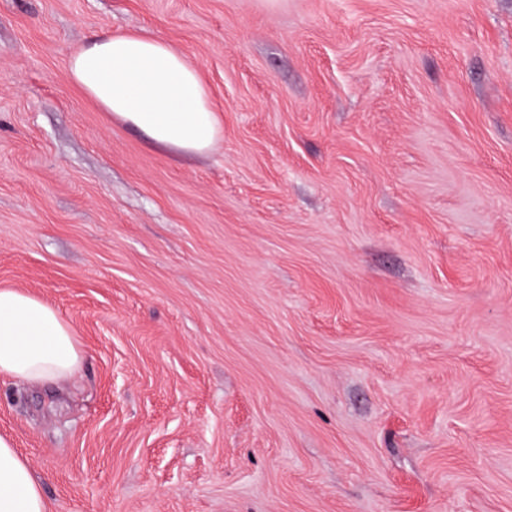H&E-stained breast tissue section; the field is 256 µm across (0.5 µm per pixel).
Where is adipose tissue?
<instances>
[{"mask_svg":"<svg viewBox=\"0 0 512 512\" xmlns=\"http://www.w3.org/2000/svg\"><path fill=\"white\" fill-rule=\"evenodd\" d=\"M74 83L102 111L180 154L210 152L222 136L217 109L197 67L164 40L106 34L75 53ZM79 360L72 330L54 308L0 289V376L59 384ZM0 512H47L42 488L12 440L0 436Z\"/></svg>","mask_w":512,"mask_h":512,"instance_id":"obj_1","label":"adipose tissue"}]
</instances>
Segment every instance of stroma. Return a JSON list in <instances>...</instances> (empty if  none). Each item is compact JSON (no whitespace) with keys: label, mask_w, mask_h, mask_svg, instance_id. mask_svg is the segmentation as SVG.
I'll return each instance as SVG.
<instances>
[{"label":"stroma","mask_w":512,"mask_h":512,"mask_svg":"<svg viewBox=\"0 0 512 512\" xmlns=\"http://www.w3.org/2000/svg\"><path fill=\"white\" fill-rule=\"evenodd\" d=\"M136 31L223 135L173 153L69 60ZM0 378L48 512H512V0H0ZM79 360L72 330L54 308L17 289H0V376L59 384Z\"/></svg>","instance_id":"obj_1"}]
</instances>
